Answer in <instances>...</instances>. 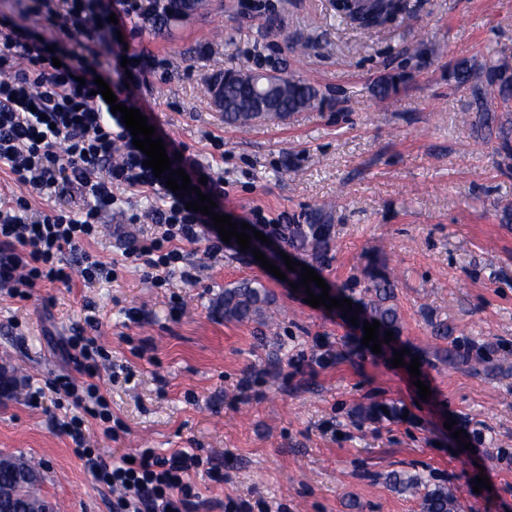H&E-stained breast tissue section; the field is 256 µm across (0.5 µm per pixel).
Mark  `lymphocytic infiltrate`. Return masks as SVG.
Instances as JSON below:
<instances>
[{"mask_svg":"<svg viewBox=\"0 0 512 512\" xmlns=\"http://www.w3.org/2000/svg\"><path fill=\"white\" fill-rule=\"evenodd\" d=\"M26 15L40 18V30L23 28L0 17V165L26 194L0 199V288L27 298L42 283L69 284L62 265L65 253L79 255L84 282L112 281L114 263L102 261L91 245L101 235L103 218L118 202L116 189L153 198L143 212H121L126 224H151L149 237L118 232L124 259L143 270L153 285L180 274L188 283L196 275L187 265L182 243L205 242L209 256L223 254L225 244L211 216L186 209L165 179L144 167L120 115L94 91L95 77L110 86L118 102L132 103V89L153 64L137 54L123 63L125 46L117 38L120 24L156 21L150 0H22ZM172 166L191 181H203V194L224 202V177L202 163L184 144L164 141ZM70 187L82 201L71 210L33 209L32 197L53 198ZM68 355L84 373L82 383L59 378L74 411L70 436L75 452L97 479L116 493L113 512H189L196 497L191 474L202 463L194 450L167 454L143 449L132 462L107 464L87 448L85 417L98 419L105 437H113L112 413L95 379L101 348L96 337L76 333Z\"/></svg>","mask_w":512,"mask_h":512,"instance_id":"f902f5d3","label":"lymphocytic infiltrate"}]
</instances>
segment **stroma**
Masks as SVG:
<instances>
[{"mask_svg": "<svg viewBox=\"0 0 512 512\" xmlns=\"http://www.w3.org/2000/svg\"><path fill=\"white\" fill-rule=\"evenodd\" d=\"M252 3L206 0L158 30L127 24L131 48L163 61L133 102L151 106L202 162L211 160L206 134L223 137L226 215L244 221L258 208L330 225L325 255L310 261L330 288L357 299L374 269L389 273L400 315L393 341L406 364L419 360L429 399L390 351L363 346L344 313L311 307L246 253L211 258L204 244L185 245L197 284L174 275L160 288L132 264L112 282L84 284L69 255L70 286L46 284L26 300L0 290V363L25 384L0 397V453L36 465L37 491L57 512H112L111 488L74 453L63 428L70 410L49 388L73 374L65 344L91 318L124 370L98 378L117 437L88 420V447L111 464L142 448L197 449L193 512H224L231 499L264 500L269 512H421L438 485L457 512H512V466L499 457L512 450V224L501 221L512 159L461 123L472 98L450 76L461 59L512 58V0H410L411 13L373 30L340 17L331 0H265L260 12ZM255 44L258 63L246 55ZM254 67L295 74L319 104L226 124L210 86ZM393 75L396 89L380 93ZM243 281L262 284L269 302L252 318L226 317L224 290ZM130 308L138 320L127 319ZM39 388L41 402L29 401ZM370 406L384 415L367 418ZM451 418L471 449L445 429ZM394 473L424 484L399 492ZM482 474L491 487L474 492Z\"/></svg>", "mask_w": 512, "mask_h": 512, "instance_id": "obj_1", "label": "stroma"}]
</instances>
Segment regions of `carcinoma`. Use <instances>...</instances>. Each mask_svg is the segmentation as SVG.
Segmentation results:
<instances>
[{
  "label": "carcinoma",
  "instance_id": "1",
  "mask_svg": "<svg viewBox=\"0 0 512 512\" xmlns=\"http://www.w3.org/2000/svg\"><path fill=\"white\" fill-rule=\"evenodd\" d=\"M404 8L403 0H353L350 5V20L360 27L370 29L383 26L394 20ZM458 85L466 86L473 96L478 122L485 128H496L498 152L505 159H512V62L504 56H492L482 64L468 60L456 62L451 70ZM285 85L275 92L278 106L274 110L260 111L264 99L256 87L248 82H239L233 95L238 106L224 111V122L233 125H252L261 121L283 119L293 112L316 107L318 91L294 74L284 77ZM289 244L319 257L329 244V225L313 219L310 224L299 225L298 236ZM370 296L358 300L366 317L380 323L382 330L396 332L400 316L392 304L394 298L390 277L377 272L371 275ZM268 303L266 290L243 282L233 288L224 289V315L246 319L261 311ZM37 467L21 457L0 456V490L17 491L16 508L13 512H42L44 498L35 495L32 488L38 483ZM393 486L401 492L415 490L422 483L418 475L389 477ZM455 502L448 490L438 486L429 491L423 500V512H454Z\"/></svg>",
  "mask_w": 512,
  "mask_h": 512
}]
</instances>
